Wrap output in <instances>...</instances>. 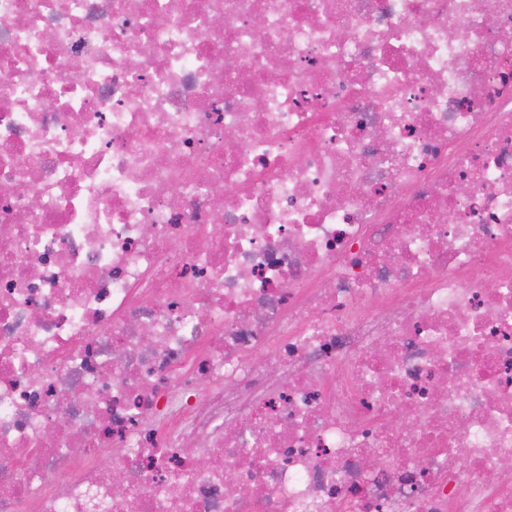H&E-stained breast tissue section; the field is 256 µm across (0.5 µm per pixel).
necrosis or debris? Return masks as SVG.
I'll list each match as a JSON object with an SVG mask.
<instances>
[{
    "label": "necrosis or debris",
    "instance_id": "4bbe7bcc",
    "mask_svg": "<svg viewBox=\"0 0 512 512\" xmlns=\"http://www.w3.org/2000/svg\"><path fill=\"white\" fill-rule=\"evenodd\" d=\"M510 459L512 0H0V512H512Z\"/></svg>",
    "mask_w": 512,
    "mask_h": 512
}]
</instances>
